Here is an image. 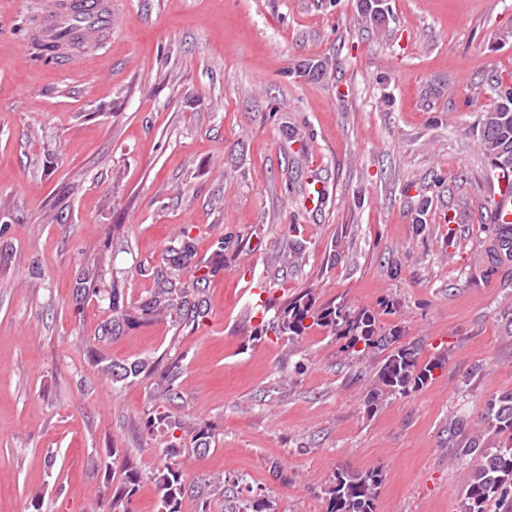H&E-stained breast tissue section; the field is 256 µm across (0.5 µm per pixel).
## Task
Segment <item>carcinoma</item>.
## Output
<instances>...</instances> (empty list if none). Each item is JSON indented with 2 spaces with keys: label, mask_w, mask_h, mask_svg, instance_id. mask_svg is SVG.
I'll use <instances>...</instances> for the list:
<instances>
[{
  "label": "carcinoma",
  "mask_w": 512,
  "mask_h": 512,
  "mask_svg": "<svg viewBox=\"0 0 512 512\" xmlns=\"http://www.w3.org/2000/svg\"><path fill=\"white\" fill-rule=\"evenodd\" d=\"M358 11L371 26L381 27L386 17L372 10L367 0H360ZM496 96L494 107L481 115L477 127L478 140L495 172L512 173V85L499 82L490 86ZM186 240L176 251L178 266L189 264L195 257L189 240V232H183ZM485 257L495 266L512 260V224H495L488 237ZM211 267L196 277L189 288H178L168 275H157L156 288L139 306L144 318L170 315L180 323L194 324L207 314L206 285ZM93 279L84 276L74 294L75 305L105 294L112 316L100 327L94 337L98 343L111 340L130 321L129 311L120 305L123 295L119 288H94ZM321 327L338 339L345 340L342 352L347 356L364 360L377 359L373 387L366 396L369 407L376 405L382 396H405L423 388L433 379L434 371L445 366V359L433 357L421 359L417 345L399 343L400 332L386 330L379 323L377 312L366 307H353L343 302L315 306L309 294H299L288 301L270 324L275 335H285L294 340L308 330ZM150 369L149 363L135 359L126 363H110L104 370L115 382L137 379ZM162 396L171 401L176 397L174 383L179 379L181 366L171 363L154 368ZM483 422L486 431L494 436L489 442L483 434L467 429V423L459 419L448 429V456L455 461H468L471 465L466 488L460 498V512H512V391L493 395L485 404ZM167 461L157 477L156 491L159 512H182L187 497L202 501L207 506L215 498L224 501V512H275L271 501L262 494L252 497L229 496L224 485L204 479L188 480L176 457L183 449H163ZM89 463L92 471L103 475L107 490V512H131L129 505L139 490L142 479L138 463L116 448L94 449ZM118 465L123 479L112 486V467ZM383 482L381 470L340 469L333 474L323 488L325 512H375L378 490Z\"/></svg>",
  "instance_id": "1"
}]
</instances>
